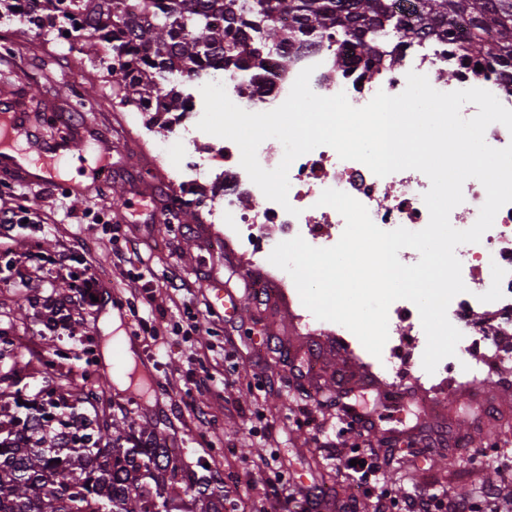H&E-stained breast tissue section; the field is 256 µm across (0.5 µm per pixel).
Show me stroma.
<instances>
[{"label":"stroma","instance_id":"obj_1","mask_svg":"<svg viewBox=\"0 0 512 512\" xmlns=\"http://www.w3.org/2000/svg\"><path fill=\"white\" fill-rule=\"evenodd\" d=\"M54 49L52 37L20 32L18 22L0 19V85L24 101L40 137L65 138L81 126L106 134L117 146L112 178L79 203L67 193L64 167H57L56 183L44 187L0 172L1 197L26 198L30 209L50 217L26 235L0 238V273L36 279L65 248L72 267L91 264L110 290L103 308L82 313L73 338L61 340L39 322L50 292L36 287L26 297L0 286V333L16 337L23 359L58 349L64 354L59 367L73 380L86 372L111 375L102 318L116 312V335L133 330L141 338L132 349L135 379L123 389L109 385L106 400L117 413L157 422L187 464L206 460L229 499L249 500L251 512H264L272 502L279 512H305L307 491L324 482L334 490L324 495L321 512H405L409 497L449 490L464 499H482L491 488L512 497V415L489 410L486 398L436 414L416 408L415 396H407L412 412L383 417L386 433L376 440L348 428L337 406L342 390L336 382L346 372L357 409L377 402L365 380L371 355L363 345H356L346 367L336 356L339 340L303 336L281 303H253L243 316L226 306L212 310L216 287L237 296L248 290L239 276L245 256L214 248L202 216L187 220L184 203L170 199L161 177L146 170L147 150L131 110L115 103L107 82L91 69L74 75ZM83 92L95 101L94 110L74 125L51 128L53 115L69 110ZM161 203L164 221L145 223ZM97 214L110 220L113 234L92 226ZM116 235L136 243L133 262L151 280L152 292L113 266ZM173 272L186 285L174 298L163 286ZM190 311L200 330H190ZM145 322L158 329L156 338L141 334ZM199 377L205 385L192 386ZM197 408L207 412L206 423L194 419ZM369 449L379 469L362 482L343 462Z\"/></svg>","mask_w":512,"mask_h":512}]
</instances>
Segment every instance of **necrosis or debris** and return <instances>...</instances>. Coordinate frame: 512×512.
<instances>
[{"label": "necrosis or debris", "instance_id": "4bbe7bcc", "mask_svg": "<svg viewBox=\"0 0 512 512\" xmlns=\"http://www.w3.org/2000/svg\"><path fill=\"white\" fill-rule=\"evenodd\" d=\"M400 56L397 66L375 68L372 79L356 83L343 77L338 54L352 55L351 43L341 48L318 44L297 53L289 64L279 55L266 60L270 73L264 87H257L250 73L211 68L194 75L179 74L175 80L187 97L188 110L169 119L159 133L156 146L168 160L167 190L177 198L193 197L206 207L214 223V243H235L246 251L251 269L250 282L261 297L298 300L291 277L271 264L268 257L282 241L300 236L312 246L336 244L344 230L343 217L333 208L319 205L327 189L343 191L361 202L372 221L390 231L404 227L423 229L429 220L422 196L429 189L428 177L416 170H403L378 177L364 164L340 159L334 149L320 146L298 157L289 169V207L264 199L246 204L252 182L240 164L238 146L226 139L208 138L197 123L204 111L201 86L222 83L230 99L249 112H265L281 105L288 97L298 74L313 67L312 90L321 96L345 93L350 104L362 107L378 91L400 94L406 75L416 71L428 77L438 91L451 92L479 87L492 92L512 109V93L494 74L477 75L462 69L449 79L453 67V44L434 37L416 35L395 40ZM462 278L467 287L451 301L447 315L461 331L463 360L441 361L435 373H426L422 356L426 335L419 324V312L406 300L391 304L388 312L387 341L376 366L390 398H398L401 378L418 385L421 403L443 410V399L454 387L495 375L503 385L512 384V203L503 206L492 228L479 243L458 251Z\"/></svg>", "mask_w": 512, "mask_h": 512}]
</instances>
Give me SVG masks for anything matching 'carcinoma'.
<instances>
[{
	"mask_svg": "<svg viewBox=\"0 0 512 512\" xmlns=\"http://www.w3.org/2000/svg\"><path fill=\"white\" fill-rule=\"evenodd\" d=\"M126 14L147 18L139 28L110 15L111 0H0L3 17L28 29L80 27L87 57L112 47V71L121 74L113 94L139 109L161 100L166 112H183L186 100L172 85L179 65H222L266 81L262 42L298 51L331 33L350 37L358 55L382 61L377 41L427 30L457 45L462 62L512 84V0H416L412 16L391 0H123ZM286 13L291 23L279 25ZM256 35L253 46L240 35ZM0 512H224V485L204 461L196 468L168 446V435L147 420L107 412L97 389L107 379L87 373L76 384L40 361L42 385L24 398L13 341L0 336Z\"/></svg>",
	"mask_w": 512,
	"mask_h": 512,
	"instance_id": "cac0c4a2",
	"label": "carcinoma"
}]
</instances>
